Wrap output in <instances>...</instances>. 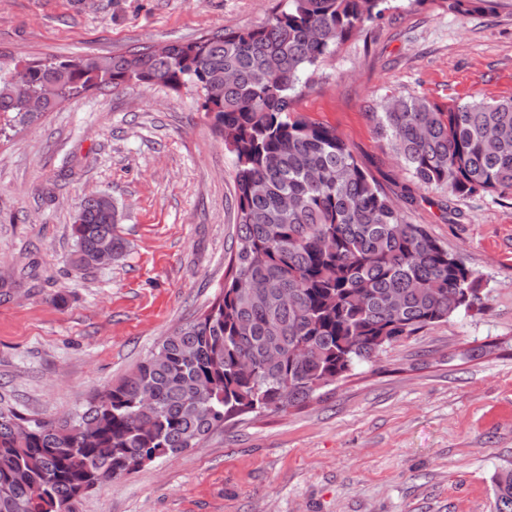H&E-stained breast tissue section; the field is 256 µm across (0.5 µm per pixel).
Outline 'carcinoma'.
<instances>
[{
  "label": "carcinoma",
  "instance_id": "cac0c4a2",
  "mask_svg": "<svg viewBox=\"0 0 512 512\" xmlns=\"http://www.w3.org/2000/svg\"><path fill=\"white\" fill-rule=\"evenodd\" d=\"M391 0H283L264 22L162 51L46 59L20 90L0 72V135L98 85L190 83L233 157L232 274L197 317L73 415L31 418L0 398V512H73L80 497L198 447L224 422L285 411L394 344L482 310L479 277L402 211L332 128L295 113L302 78ZM462 12L493 0H440ZM43 112L28 110L29 99ZM377 133L416 181L450 198L512 194V99L443 110L414 96L380 105ZM72 264L124 242L100 196L72 225ZM491 512H512V466Z\"/></svg>",
  "mask_w": 512,
  "mask_h": 512
}]
</instances>
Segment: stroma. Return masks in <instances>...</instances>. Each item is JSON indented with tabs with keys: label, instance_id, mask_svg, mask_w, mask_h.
<instances>
[{
	"label": "stroma",
	"instance_id": "obj_1",
	"mask_svg": "<svg viewBox=\"0 0 512 512\" xmlns=\"http://www.w3.org/2000/svg\"><path fill=\"white\" fill-rule=\"evenodd\" d=\"M279 0H0V65L109 57L266 20ZM303 87L401 206L480 277L481 313L388 348L279 413L237 417L200 447L113 479L75 512H491L512 465V197L448 201L376 133L375 103L512 97V0L459 14L393 0ZM111 197L125 253L75 269L82 200ZM235 172L192 86L94 87L0 139V396L63 417L220 293L235 247ZM490 343L494 355L469 359Z\"/></svg>",
	"mask_w": 512,
	"mask_h": 512
}]
</instances>
